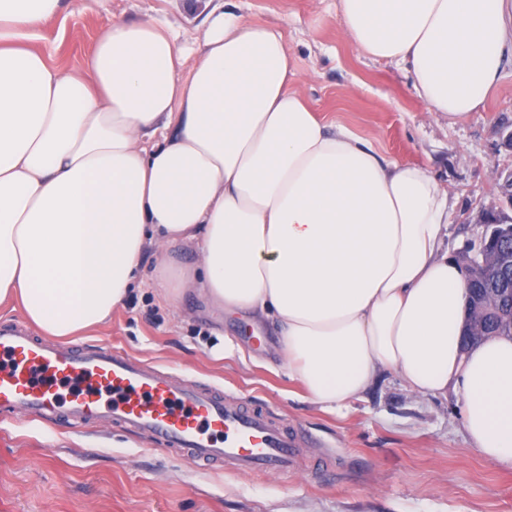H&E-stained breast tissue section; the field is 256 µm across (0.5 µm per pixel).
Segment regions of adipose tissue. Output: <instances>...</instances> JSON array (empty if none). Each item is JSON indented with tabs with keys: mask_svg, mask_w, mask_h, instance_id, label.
<instances>
[{
	"mask_svg": "<svg viewBox=\"0 0 512 512\" xmlns=\"http://www.w3.org/2000/svg\"><path fill=\"white\" fill-rule=\"evenodd\" d=\"M64 0H0V305L50 337L105 324L155 250L195 291L275 327L289 378L326 408L380 370L455 390L468 439L512 467V336L463 347L467 277L443 251L448 190L318 119L282 34L210 11L193 50L113 22L92 79L32 49ZM355 52L404 67L428 111L485 107L512 52V0H339ZM192 244L193 263L176 244Z\"/></svg>",
	"mask_w": 512,
	"mask_h": 512,
	"instance_id": "1",
	"label": "adipose tissue"
}]
</instances>
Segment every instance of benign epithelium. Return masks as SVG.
Instances as JSON below:
<instances>
[{"instance_id": "7a95c632", "label": "benign epithelium", "mask_w": 512, "mask_h": 512, "mask_svg": "<svg viewBox=\"0 0 512 512\" xmlns=\"http://www.w3.org/2000/svg\"><path fill=\"white\" fill-rule=\"evenodd\" d=\"M498 211H487L483 214L482 223L491 228L485 234L476 252L467 257L465 266L467 275L488 283V287L480 290L475 302L468 311V327L474 336H485V319L489 315L497 319H506L512 323V288H498V282L512 276V246L504 235L497 218ZM494 252V262L488 264L484 255Z\"/></svg>"}]
</instances>
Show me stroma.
<instances>
[{
    "mask_svg": "<svg viewBox=\"0 0 512 512\" xmlns=\"http://www.w3.org/2000/svg\"><path fill=\"white\" fill-rule=\"evenodd\" d=\"M212 7L282 33L293 88L324 122L372 137L385 157L428 165L449 192L444 247L458 258L476 251L483 212L508 207L511 59L486 109L451 123L426 112L411 75L353 51L337 0H77L35 47L52 65L84 74L111 22L149 20L199 36ZM106 341L300 425L313 438L301 471L237 474L159 451L109 423L0 415V512H512V468L471 447L456 393L417 399L384 371L361 399L323 408L289 379L268 323L219 313L191 291L166 299L149 278L105 325L73 339Z\"/></svg>",
    "mask_w": 512,
    "mask_h": 512,
    "instance_id": "35a3bbf8",
    "label": "stroma"
}]
</instances>
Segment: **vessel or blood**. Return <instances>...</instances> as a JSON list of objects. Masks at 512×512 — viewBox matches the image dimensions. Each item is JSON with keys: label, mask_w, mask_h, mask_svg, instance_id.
Segmentation results:
<instances>
[{"label": "vessel or blood", "mask_w": 512, "mask_h": 512, "mask_svg": "<svg viewBox=\"0 0 512 512\" xmlns=\"http://www.w3.org/2000/svg\"><path fill=\"white\" fill-rule=\"evenodd\" d=\"M0 411L109 420L192 462L251 475L291 473L305 440L263 408L194 388L111 345L46 341L20 321L0 327Z\"/></svg>", "instance_id": "vessel-or-blood-1"}]
</instances>
